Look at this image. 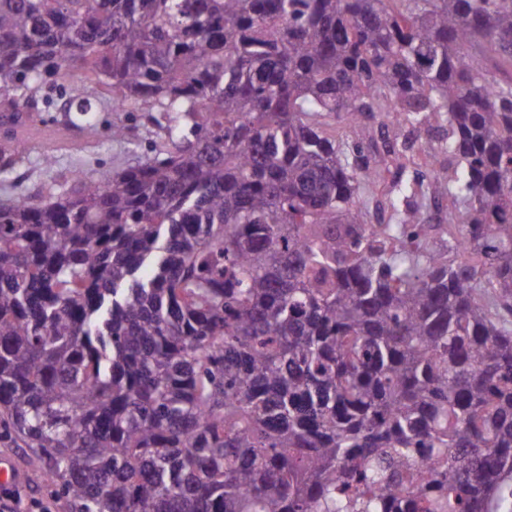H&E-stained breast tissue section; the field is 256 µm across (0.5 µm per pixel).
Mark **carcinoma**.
<instances>
[{"instance_id": "1", "label": "carcinoma", "mask_w": 512, "mask_h": 512, "mask_svg": "<svg viewBox=\"0 0 512 512\" xmlns=\"http://www.w3.org/2000/svg\"><path fill=\"white\" fill-rule=\"evenodd\" d=\"M512 0H0V115L158 142L0 199V440L71 512H512ZM356 130L351 148L322 122ZM443 131L445 176L364 154ZM28 140L0 138V175ZM381 176L385 224L365 223ZM447 199L448 241L417 202ZM366 122L372 130L377 151L383 154L395 143V131L391 127L381 125L378 116L372 119L370 118Z\"/></svg>"}]
</instances>
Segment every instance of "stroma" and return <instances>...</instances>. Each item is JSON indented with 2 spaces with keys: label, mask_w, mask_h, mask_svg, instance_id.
I'll use <instances>...</instances> for the list:
<instances>
[{
  "label": "stroma",
  "mask_w": 512,
  "mask_h": 512,
  "mask_svg": "<svg viewBox=\"0 0 512 512\" xmlns=\"http://www.w3.org/2000/svg\"><path fill=\"white\" fill-rule=\"evenodd\" d=\"M99 135L96 142L86 144L81 151L69 148V131L64 129L57 113L44 112L39 116L40 125L28 136L32 150L27 162L12 175L0 178V198L23 194L42 200L44 186L52 181L65 182L72 170L99 177L116 168L136 162L146 154L156 135L150 125L144 124L140 113H125L130 132L127 140H113L109 126L114 120L112 103L103 99L97 104ZM53 153L57 164L44 169L40 162L42 153ZM8 459L22 471L25 478L17 484L16 491L23 504V512H67L65 499L58 497L47 485L34 461L30 449L0 447V460Z\"/></svg>",
  "instance_id": "35a3bbf8"
}]
</instances>
